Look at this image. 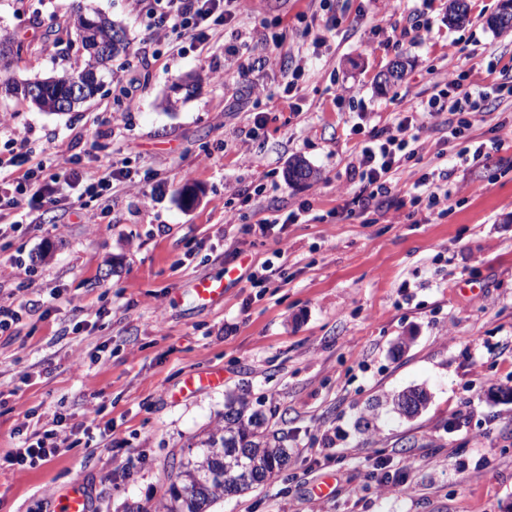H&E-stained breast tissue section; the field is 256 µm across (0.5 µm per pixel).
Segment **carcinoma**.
<instances>
[{
  "label": "carcinoma",
  "instance_id": "carcinoma-1",
  "mask_svg": "<svg viewBox=\"0 0 512 512\" xmlns=\"http://www.w3.org/2000/svg\"><path fill=\"white\" fill-rule=\"evenodd\" d=\"M468 14L466 0H449L448 17L452 22L464 21ZM93 14L77 10L63 23L52 22L49 32L79 35L84 17ZM42 83L44 111L52 110L55 101L67 94L59 77L34 78ZM224 426L201 441L200 451L179 466L176 478L180 487L173 488L166 512H208L219 499L230 494H243L271 479L289 461L286 436L270 429L266 416L249 406L243 396L229 395L224 404Z\"/></svg>",
  "mask_w": 512,
  "mask_h": 512
}]
</instances>
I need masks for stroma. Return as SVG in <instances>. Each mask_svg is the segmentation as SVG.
<instances>
[{"label": "stroma", "instance_id": "1", "mask_svg": "<svg viewBox=\"0 0 512 512\" xmlns=\"http://www.w3.org/2000/svg\"><path fill=\"white\" fill-rule=\"evenodd\" d=\"M466 2V21L452 25L449 0H250L206 56L174 58L140 0H93L128 42L95 99L55 113L0 97L34 158L72 159L57 172L58 202L0 238V304L37 303L0 334V456L22 441L23 421L57 412L79 441L38 468L0 470V512H54L76 482L94 512H164L179 462L223 425L233 391L292 455L211 512H512V96L463 138L424 130L403 163L401 186L447 174V208L345 210L358 190L348 165L401 101L427 104L449 69L483 92L490 63L512 64V32L487 23L502 0ZM75 10V0H0V31L30 47L10 76L74 65L45 23ZM417 16L427 27L416 39L388 40ZM250 29L261 46L247 72L217 79L225 47ZM452 42L467 58L449 57ZM397 61L402 78L383 85ZM346 87L351 99L334 105ZM480 145L488 161L460 157ZM296 158L315 178L285 179ZM115 162L159 190L119 194L90 223L97 202L80 208L69 184ZM259 185L264 205L285 216L308 204L311 221L251 232L258 215L241 197ZM267 259L278 274L253 287ZM220 277L219 302L191 299L193 283ZM199 372L222 381L182 393ZM413 387L429 400L407 417L392 399ZM386 474L406 475L410 492L381 494Z\"/></svg>", "mask_w": 512, "mask_h": 512}]
</instances>
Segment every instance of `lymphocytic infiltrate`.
Returning a JSON list of instances; mask_svg holds the SVG:
<instances>
[{
	"instance_id": "obj_1",
	"label": "lymphocytic infiltrate",
	"mask_w": 512,
	"mask_h": 512,
	"mask_svg": "<svg viewBox=\"0 0 512 512\" xmlns=\"http://www.w3.org/2000/svg\"><path fill=\"white\" fill-rule=\"evenodd\" d=\"M151 29L157 39L182 38L196 50H206L210 35L246 10L245 0H148ZM465 75L451 70L442 75L438 94L425 109L407 105L396 112L391 125L372 136L356 153L350 174L359 191L353 198L361 209L391 207L392 179L403 161L415 156V143L428 120L449 114L457 117L454 135L463 134L489 112V98L473 95L464 86ZM58 191L57 175L48 173L44 161L32 163L16 185L0 186V235L20 226L15 212L22 204H41ZM68 434L45 424L32 428L17 448L0 457V468L25 471L36 468L68 447Z\"/></svg>"
}]
</instances>
